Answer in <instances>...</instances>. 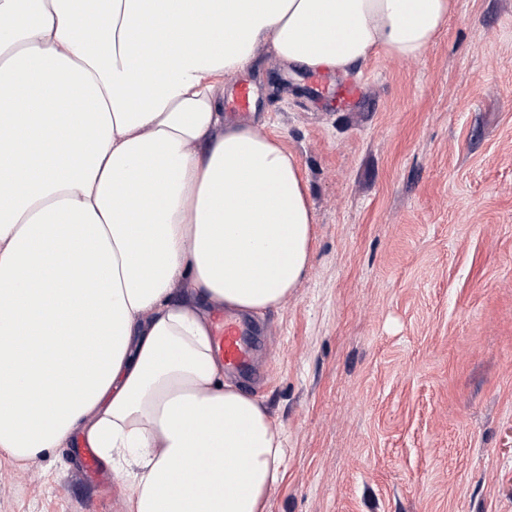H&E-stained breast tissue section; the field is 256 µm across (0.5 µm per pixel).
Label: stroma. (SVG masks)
Masks as SVG:
<instances>
[{"instance_id":"1","label":"stroma","mask_w":512,"mask_h":512,"mask_svg":"<svg viewBox=\"0 0 512 512\" xmlns=\"http://www.w3.org/2000/svg\"><path fill=\"white\" fill-rule=\"evenodd\" d=\"M352 111L334 82L260 53L229 77L297 159L310 265L250 317L238 382L284 432L269 512H512V0H456L420 56L373 55ZM81 437L18 464L0 512H125L80 474Z\"/></svg>"}]
</instances>
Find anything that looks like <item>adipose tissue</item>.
Returning a JSON list of instances; mask_svg holds the SVG:
<instances>
[{
	"mask_svg": "<svg viewBox=\"0 0 512 512\" xmlns=\"http://www.w3.org/2000/svg\"><path fill=\"white\" fill-rule=\"evenodd\" d=\"M454 0H0V451L83 435L128 512H268L285 439L209 309L282 303L310 259L296 157L224 120L261 47L347 73L421 55Z\"/></svg>",
	"mask_w": 512,
	"mask_h": 512,
	"instance_id": "adipose-tissue-1",
	"label": "adipose tissue"
}]
</instances>
